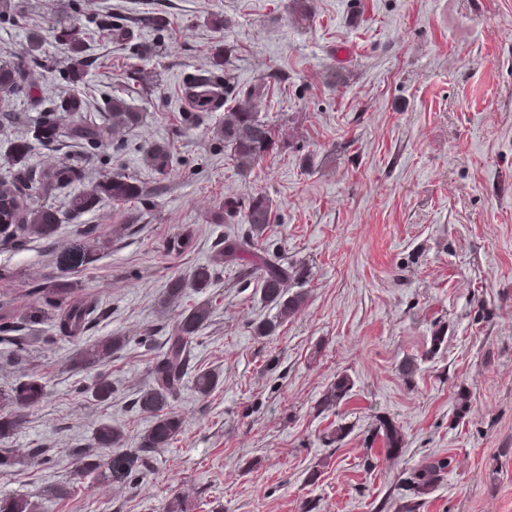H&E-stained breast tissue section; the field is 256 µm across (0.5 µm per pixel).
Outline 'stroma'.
<instances>
[{"mask_svg": "<svg viewBox=\"0 0 512 512\" xmlns=\"http://www.w3.org/2000/svg\"><path fill=\"white\" fill-rule=\"evenodd\" d=\"M309 5L299 24L288 0H19L0 20V60L12 61L28 33L45 39L26 69L40 89L13 96L0 156L48 114L60 135L37 148L31 168L81 171L34 198L59 217L50 236L0 247V323L31 338L20 354L0 344V392L33 376L43 384L41 400L0 438L26 457L0 470V498L29 499L36 512H162L175 498L188 512H403L408 473L440 456L451 469L418 512H512V0ZM64 10L86 41L87 76L76 87L62 76L68 51L50 32ZM101 14L161 41L163 53L142 62L104 41ZM155 14L169 17L167 30L144 24ZM219 44L238 83L268 84L264 114L285 142L245 173L214 136L222 113L183 120L190 105L180 88L209 68ZM139 65L161 77L146 92L126 79ZM73 93L96 121L112 95L144 120L107 147L79 144L73 118L56 108ZM155 143L173 157L162 174L145 162ZM107 172L138 180L145 199H106L72 216L70 196ZM254 191L273 201L267 238L280 263L308 272L290 285L305 294L303 309L263 338L252 327L277 308L258 271L229 263L210 287L185 289L177 302L168 294L172 279L213 264L244 226L240 216L210 223V214ZM179 236L188 248L169 250ZM49 281L97 302L80 337L39 314L38 289ZM204 303L211 315L191 367L218 374L217 389L200 396L185 376L169 407L179 434L113 479L117 452L97 447V430L118 427L125 448L139 447L155 419L134 401L168 326ZM439 324L446 340L434 351ZM103 336L124 344L109 361L76 368L79 349ZM343 375L348 396L324 407ZM101 376L111 387L104 399L90 392ZM463 392L471 402L460 419ZM379 415L403 433L399 456L374 435ZM86 448L99 465L87 476Z\"/></svg>", "mask_w": 512, "mask_h": 512, "instance_id": "obj_1", "label": "stroma"}]
</instances>
